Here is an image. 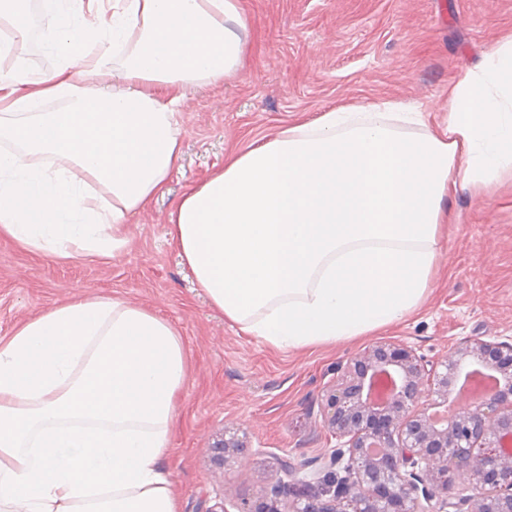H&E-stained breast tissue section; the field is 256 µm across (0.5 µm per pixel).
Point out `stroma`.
Wrapping results in <instances>:
<instances>
[{
  "instance_id": "35a3bbf8",
  "label": "stroma",
  "mask_w": 512,
  "mask_h": 512,
  "mask_svg": "<svg viewBox=\"0 0 512 512\" xmlns=\"http://www.w3.org/2000/svg\"><path fill=\"white\" fill-rule=\"evenodd\" d=\"M250 45L247 68L190 91L180 107L181 156L167 191L133 216L124 248L101 259L34 260L0 241V339L62 303L93 296L142 306L178 329L189 356L167 469L182 512L224 504L235 512L278 481V459L296 464L330 452L321 395L352 356L379 342L435 360L461 342L512 344V168L482 192L451 200L437 276L419 309L352 341L301 351L271 349L239 335L194 285L166 236L186 191L231 152L341 107L387 100L447 119L448 82L512 34V0H241ZM27 39L16 52L30 78L59 68L47 36L52 17L30 0ZM238 428L247 451L216 466L210 446Z\"/></svg>"
}]
</instances>
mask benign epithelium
Segmentation results:
<instances>
[{
    "mask_svg": "<svg viewBox=\"0 0 512 512\" xmlns=\"http://www.w3.org/2000/svg\"><path fill=\"white\" fill-rule=\"evenodd\" d=\"M472 365L491 374L494 391L435 422L430 411L448 408L460 373ZM381 377L397 388L378 404ZM323 401V427L342 444L299 467L279 460L293 484L238 512H462L465 503L512 512V344L469 340L429 361L410 346L379 343L351 359ZM245 448L227 428L210 446L220 466ZM457 479L463 494L454 503L448 489Z\"/></svg>",
    "mask_w": 512,
    "mask_h": 512,
    "instance_id": "benign-epithelium-1",
    "label": "benign epithelium"
}]
</instances>
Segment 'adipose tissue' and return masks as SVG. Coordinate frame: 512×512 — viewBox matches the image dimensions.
<instances>
[{"instance_id": "ef3b65f1", "label": "adipose tissue", "mask_w": 512, "mask_h": 512, "mask_svg": "<svg viewBox=\"0 0 512 512\" xmlns=\"http://www.w3.org/2000/svg\"><path fill=\"white\" fill-rule=\"evenodd\" d=\"M240 0H114L83 27L123 44L111 88L62 67L1 72L0 237L41 257L111 256L164 195L177 107L241 73ZM62 98V108L38 104ZM339 109L243 152L191 189L167 235L226 322L277 350L367 336L424 302L451 198L512 166V39L448 87V121ZM465 164H458V157ZM60 161L47 173L40 158ZM190 366L176 328L109 297L50 308L0 340V512H181L164 463Z\"/></svg>"}]
</instances>
